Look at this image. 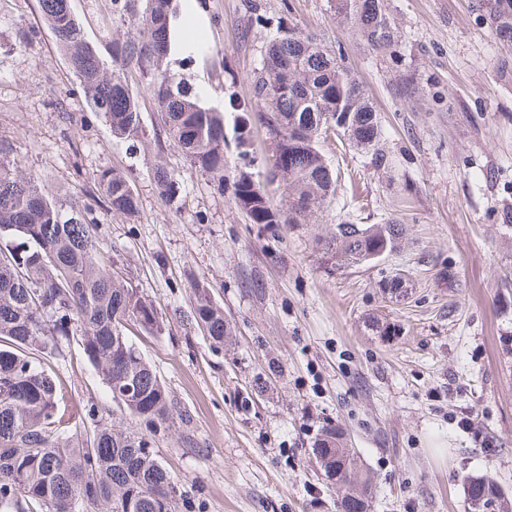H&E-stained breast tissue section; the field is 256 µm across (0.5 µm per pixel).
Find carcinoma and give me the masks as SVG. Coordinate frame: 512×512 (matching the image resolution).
<instances>
[{
	"label": "carcinoma",
	"instance_id": "1",
	"mask_svg": "<svg viewBox=\"0 0 512 512\" xmlns=\"http://www.w3.org/2000/svg\"><path fill=\"white\" fill-rule=\"evenodd\" d=\"M113 4L131 32L113 42L108 63L87 41L70 0H39L41 18L86 106L104 118L114 137H137L140 112L128 73L138 69L170 140L218 191L229 183L234 203L251 223L311 224L334 199L337 178L318 146L328 133L361 152L378 145L381 116L363 83L333 49L286 14L252 80V101L229 97V107L241 116L237 161L227 175L223 114L202 107L201 92L169 68L178 16L172 0ZM476 10L496 39L512 44V0H477ZM334 12L372 51L397 52L401 35L387 0H340ZM256 121L272 145L261 180L252 172ZM154 180L166 200L179 197L178 175L164 163L156 164ZM95 181L109 209L129 217L139 212L125 173L104 170ZM274 189L285 197L280 208L271 201ZM89 214L90 205L78 198L63 203L36 175L20 170L10 143L0 141V512H177L181 493L152 451L153 437L174 424L171 402L126 334L133 323L157 335L163 318L115 263L99 257ZM405 233L397 220L348 219L321 246L339 269L397 251ZM407 284L406 274L396 272L381 287L396 294ZM188 320L217 348L232 335L224 310L199 281L192 285ZM73 339L139 431L122 429L94 408L83 413L67 400L45 362L65 358L63 345ZM315 444L320 469L336 466L343 447L336 430H324ZM342 464L347 487H369L358 462ZM463 492L466 512H478L468 504L473 497L494 503L492 512H512V498L487 473L468 474Z\"/></svg>",
	"mask_w": 512,
	"mask_h": 512
}]
</instances>
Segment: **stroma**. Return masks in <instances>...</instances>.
<instances>
[{"label":"stroma","mask_w":512,"mask_h":512,"mask_svg":"<svg viewBox=\"0 0 512 512\" xmlns=\"http://www.w3.org/2000/svg\"><path fill=\"white\" fill-rule=\"evenodd\" d=\"M103 59L125 38L112 0H71ZM397 54L370 50L329 0H194L206 57L171 68L224 114L235 161L238 113L284 13L340 52L384 126L377 152L335 136L321 150L339 175L314 223L254 224L167 139L144 82L132 78L141 131L115 139L85 106L42 21L38 0H0V140L60 198L94 199V178L117 168L139 198L135 218L95 201L100 252L157 306L165 325L132 342L182 419L153 452L182 493L180 512H337L314 441L329 425L371 477V512H464L467 473L490 471L512 495V46L471 0H388ZM262 24H254L255 16ZM31 39L18 48L19 30ZM508 67H501V59ZM236 80L228 82L226 71ZM415 88L413 99L395 94ZM179 176L165 203L157 161ZM405 224L400 249L362 266L323 263L318 240L345 219ZM405 271L392 298L382 277ZM210 288L233 334L214 349L187 322L192 280ZM394 324L373 334L371 318ZM55 372L75 404L113 409L78 344Z\"/></svg>","instance_id":"1"}]
</instances>
